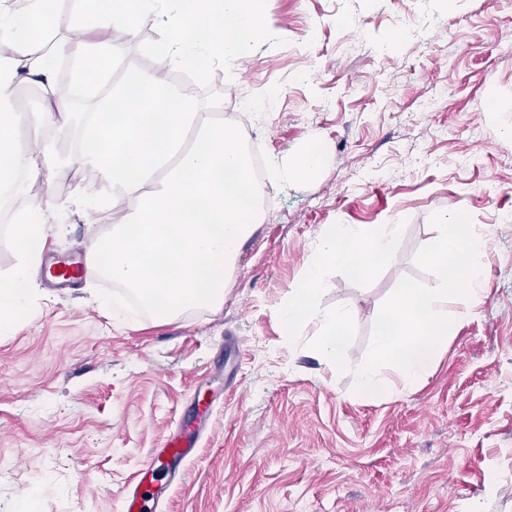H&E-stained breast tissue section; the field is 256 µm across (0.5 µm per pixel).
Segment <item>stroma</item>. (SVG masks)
Returning a JSON list of instances; mask_svg holds the SVG:
<instances>
[{"instance_id": "35a3bbf8", "label": "stroma", "mask_w": 512, "mask_h": 512, "mask_svg": "<svg viewBox=\"0 0 512 512\" xmlns=\"http://www.w3.org/2000/svg\"><path fill=\"white\" fill-rule=\"evenodd\" d=\"M417 37L398 33L400 21ZM264 43L215 70L212 87H283L256 137L287 159L319 138L328 163L307 186H273L244 243L218 313L161 324L139 313L122 328L97 308L89 281L43 287L23 324L0 336V512L24 496L41 512H120L119 494L151 448L205 403L204 434L163 512H512V0H267ZM311 55L320 71L296 77ZM438 97L427 114L420 100ZM66 163L22 185L0 210V274L18 249L5 227L30 191L45 196L43 261L64 259L113 223L84 217L77 194L106 191ZM467 212L489 243L480 304L457 298L452 336L429 377L367 399L310 349L289 345L278 310L333 224L405 221L392 263L366 288L332 275L323 307L346 304L365 358L370 330L438 211Z\"/></svg>"}]
</instances>
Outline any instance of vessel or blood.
<instances>
[{
	"label": "vessel or blood",
	"mask_w": 512,
	"mask_h": 512,
	"mask_svg": "<svg viewBox=\"0 0 512 512\" xmlns=\"http://www.w3.org/2000/svg\"><path fill=\"white\" fill-rule=\"evenodd\" d=\"M87 265L85 250H78L72 258L51 265L47 279L58 288L75 286L83 279ZM198 440V431L186 426L151 449L141 469L132 475L121 493V512H154L164 485L184 475L187 463L198 451Z\"/></svg>",
	"instance_id": "vessel-or-blood-1"
}]
</instances>
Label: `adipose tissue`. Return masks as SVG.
<instances>
[{
	"label": "adipose tissue",
	"mask_w": 512,
	"mask_h": 512,
	"mask_svg": "<svg viewBox=\"0 0 512 512\" xmlns=\"http://www.w3.org/2000/svg\"><path fill=\"white\" fill-rule=\"evenodd\" d=\"M18 42L28 48L25 60L0 55V199L4 198L6 190L16 189L18 172H25L31 181L36 182L49 175L54 166V160L48 152L20 149L11 133L16 122L11 96L18 77H25L51 93L57 110L66 109L69 105V96L59 86L49 56L41 45L25 34L19 37ZM56 112L32 113L27 122L39 131L56 127ZM46 212L44 198L39 195L31 197L26 208L18 214L11 230L19 244V258L11 273L0 276L1 334L15 330L27 311V301L33 294L32 276L40 266L43 246L50 229Z\"/></svg>",
	"instance_id": "1"
}]
</instances>
